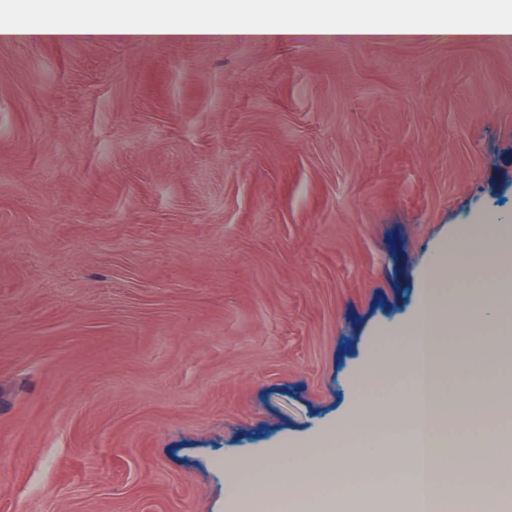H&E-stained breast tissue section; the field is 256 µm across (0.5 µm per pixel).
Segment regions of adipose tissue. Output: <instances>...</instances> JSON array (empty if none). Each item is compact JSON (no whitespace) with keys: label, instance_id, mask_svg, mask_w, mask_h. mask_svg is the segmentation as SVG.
I'll use <instances>...</instances> for the list:
<instances>
[{"label":"adipose tissue","instance_id":"ef3b65f1","mask_svg":"<svg viewBox=\"0 0 512 512\" xmlns=\"http://www.w3.org/2000/svg\"><path fill=\"white\" fill-rule=\"evenodd\" d=\"M484 8V0H29L21 7V22L0 24V42L23 38L62 42L85 36L308 42L511 38L512 16L503 15L488 25L479 19ZM447 12L453 15L448 22L443 19ZM429 13L436 14V21H426ZM411 15L417 16V23H408ZM466 253L463 246L444 248L413 313L404 324L379 336L361 378L362 384L376 389V399L354 404L337 426L308 444L286 453L270 452L242 468L257 492L246 500L231 501L229 512H257L261 500L298 494L315 478L333 479L384 457L391 465L418 472L423 449L448 445V410L460 400L443 388L442 379L449 373L464 385L466 406L492 422L477 437L464 440V447L512 444V431L497 424L512 409L501 399V380L494 375L504 358L499 343L484 344L476 355L464 356L448 354L439 342L448 332L449 309L465 305L482 327L488 310L512 305L511 278L500 279L492 291L477 285L485 271L512 267V236L481 241L474 262H466ZM459 274L474 281V288L461 296L444 294V286ZM398 370L409 383L396 392L390 390L389 381ZM378 496L388 503L389 512H415L416 492L410 483H396L380 493L371 486L327 492L312 507L314 512H335L340 503Z\"/></svg>","mask_w":512,"mask_h":512}]
</instances>
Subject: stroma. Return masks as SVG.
Returning <instances> with one entry per match:
<instances>
[{"label": "stroma", "instance_id": "stroma-1", "mask_svg": "<svg viewBox=\"0 0 512 512\" xmlns=\"http://www.w3.org/2000/svg\"><path fill=\"white\" fill-rule=\"evenodd\" d=\"M495 224L512 40L0 44V512H226Z\"/></svg>", "mask_w": 512, "mask_h": 512}]
</instances>
